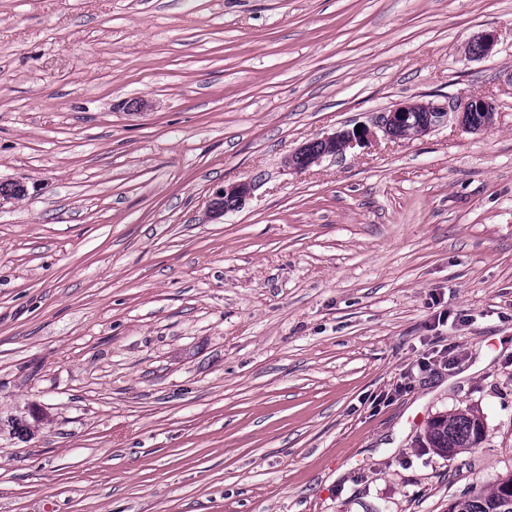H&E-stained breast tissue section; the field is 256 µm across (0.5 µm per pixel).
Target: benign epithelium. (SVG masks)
I'll use <instances>...</instances> for the list:
<instances>
[{"label":"benign epithelium","mask_w":512,"mask_h":512,"mask_svg":"<svg viewBox=\"0 0 512 512\" xmlns=\"http://www.w3.org/2000/svg\"><path fill=\"white\" fill-rule=\"evenodd\" d=\"M495 44V35L484 32L468 41L463 49L468 58H486L490 55ZM472 112L485 115L482 124L474 126L469 121ZM496 104L492 98L485 95H471L464 102L456 105L450 101L440 103L434 100L409 99L396 104L392 109L382 113L374 126L378 127L385 136L391 139L403 137V131L410 119L415 115L423 117L422 132L426 133L450 120L455 121L461 128L470 132L485 131L495 123ZM374 135L370 127L362 125L359 130H342L321 138L312 139L297 148L288 157V166L294 170H305L318 164L322 158L336 153H344L347 149L361 145ZM27 194V187L22 181L0 183V207L13 200L14 190ZM253 190L250 180L236 182L217 190L210 197L207 205L208 218L219 220L227 214L236 211Z\"/></svg>","instance_id":"obj_1"}]
</instances>
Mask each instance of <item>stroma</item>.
I'll return each instance as SVG.
<instances>
[{
    "label": "stroma",
    "mask_w": 512,
    "mask_h": 512,
    "mask_svg": "<svg viewBox=\"0 0 512 512\" xmlns=\"http://www.w3.org/2000/svg\"><path fill=\"white\" fill-rule=\"evenodd\" d=\"M478 93L489 130L288 166ZM9 180L0 512H448L512 475V0H0ZM495 44V35L491 32L481 33L479 36L468 41L463 49L465 57L487 58ZM373 135L374 132L370 127L360 125L359 132H356L355 127L352 130L337 131L331 135L312 139L302 144L288 157V166L294 170L308 169L318 164L325 156H336V143L339 144L338 155H342L347 149L363 144ZM253 187L251 180H243L217 190L208 201V218L219 220L239 209L242 202L250 196ZM426 438L430 448L443 454L476 448L484 438V424L474 411L440 415L430 422Z\"/></svg>",
    "instance_id": "obj_1"
}]
</instances>
